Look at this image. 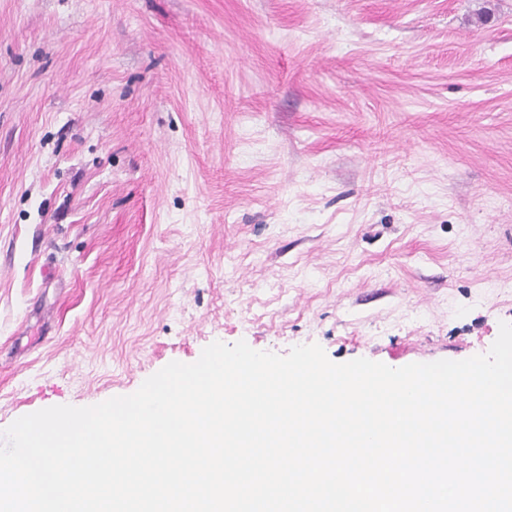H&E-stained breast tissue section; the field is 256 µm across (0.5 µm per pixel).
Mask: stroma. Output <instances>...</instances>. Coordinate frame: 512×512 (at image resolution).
Listing matches in <instances>:
<instances>
[{
	"instance_id": "stroma-1",
	"label": "stroma",
	"mask_w": 512,
	"mask_h": 512,
	"mask_svg": "<svg viewBox=\"0 0 512 512\" xmlns=\"http://www.w3.org/2000/svg\"><path fill=\"white\" fill-rule=\"evenodd\" d=\"M504 322L512 0H0V431L215 341L397 368Z\"/></svg>"
}]
</instances>
